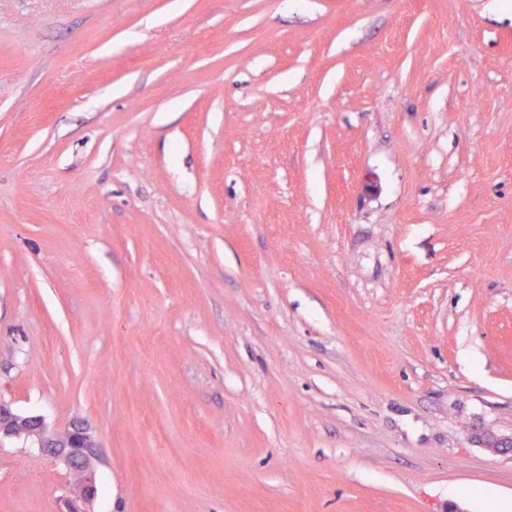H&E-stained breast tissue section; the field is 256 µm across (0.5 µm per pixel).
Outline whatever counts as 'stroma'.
I'll return each instance as SVG.
<instances>
[{"instance_id": "1", "label": "stroma", "mask_w": 512, "mask_h": 512, "mask_svg": "<svg viewBox=\"0 0 512 512\" xmlns=\"http://www.w3.org/2000/svg\"><path fill=\"white\" fill-rule=\"evenodd\" d=\"M0 398L94 512L512 501V0H0ZM30 422L32 427L26 429L24 424ZM4 439H23L32 442L41 452L63 463L77 475L78 486L80 474L82 479L75 490L74 500L67 511L92 512L93 502L98 496L97 483V441L90 428L82 421L70 423L64 434L49 429L43 416L22 415L17 413L12 404L0 399V442Z\"/></svg>"}]
</instances>
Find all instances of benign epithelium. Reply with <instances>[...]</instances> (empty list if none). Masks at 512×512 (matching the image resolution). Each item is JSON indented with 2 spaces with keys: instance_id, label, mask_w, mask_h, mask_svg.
<instances>
[{
  "instance_id": "1",
  "label": "benign epithelium",
  "mask_w": 512,
  "mask_h": 512,
  "mask_svg": "<svg viewBox=\"0 0 512 512\" xmlns=\"http://www.w3.org/2000/svg\"><path fill=\"white\" fill-rule=\"evenodd\" d=\"M19 439L30 441L41 452L82 475L68 512H92L98 496L97 441L82 421L70 423L67 431L58 434L49 429L43 416L22 415L12 404L0 399V441Z\"/></svg>"
}]
</instances>
